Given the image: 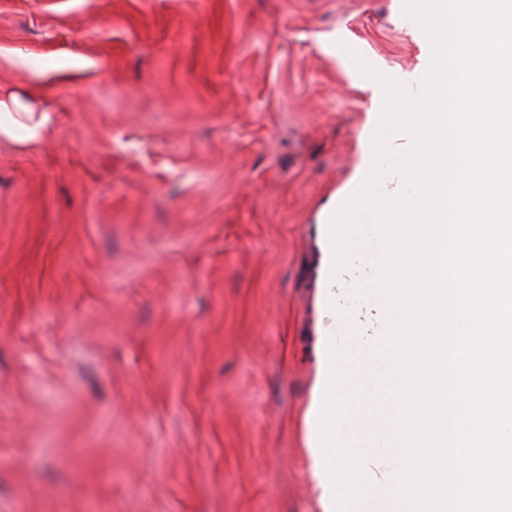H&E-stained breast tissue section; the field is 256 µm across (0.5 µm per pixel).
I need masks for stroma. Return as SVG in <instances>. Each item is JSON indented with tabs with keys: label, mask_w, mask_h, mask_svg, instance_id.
I'll return each mask as SVG.
<instances>
[{
	"label": "stroma",
	"mask_w": 512,
	"mask_h": 512,
	"mask_svg": "<svg viewBox=\"0 0 512 512\" xmlns=\"http://www.w3.org/2000/svg\"><path fill=\"white\" fill-rule=\"evenodd\" d=\"M430 45L403 0H0V512H324L326 336L378 344L376 265L323 295L325 211L367 178ZM0 136L14 139L17 132H22V138L26 142L38 141L47 126L49 116L42 113L36 118L35 112L28 108L15 95H0ZM12 112L18 116L15 118ZM2 114L8 117V120H2Z\"/></svg>",
	"instance_id": "35a3bbf8"
}]
</instances>
